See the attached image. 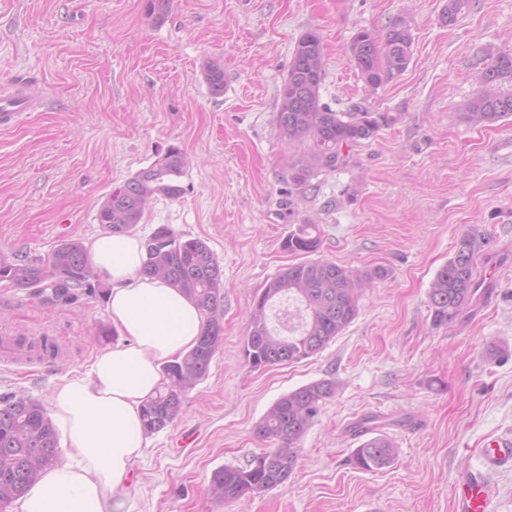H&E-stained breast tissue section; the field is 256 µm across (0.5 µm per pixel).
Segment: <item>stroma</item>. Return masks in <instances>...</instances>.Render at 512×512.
Instances as JSON below:
<instances>
[{
    "label": "stroma",
    "mask_w": 512,
    "mask_h": 512,
    "mask_svg": "<svg viewBox=\"0 0 512 512\" xmlns=\"http://www.w3.org/2000/svg\"><path fill=\"white\" fill-rule=\"evenodd\" d=\"M446 0H0V84L38 83L41 98L0 127V253L47 256L61 241L103 234L106 196L158 152L190 163L182 197H156L135 229L161 224L207 242L224 272V340L180 417L148 436L128 489L137 512H452L460 469L483 442L512 434V118L461 119L486 47L512 48V0H474L451 26ZM407 16L411 61L377 90L348 56L353 36ZM325 53L323 102L390 115L349 163L299 193L292 152L274 120L301 35ZM224 66L222 95L203 66ZM321 231L318 258L383 269L359 314L319 355L252 370L242 356L256 293L295 255L291 225ZM475 235L483 283L454 324L432 322L427 292L464 235ZM103 289L52 304L0 281V337L52 338L57 358L0 359V395L50 406L64 377L114 344ZM323 378L337 389L301 443L298 466L274 490L222 503L214 469L266 448L253 426L283 394ZM373 418L395 448L382 470L356 469L353 427Z\"/></svg>",
    "instance_id": "stroma-1"
}]
</instances>
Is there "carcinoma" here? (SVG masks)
Returning a JSON list of instances; mask_svg holds the SVG:
<instances>
[{
    "mask_svg": "<svg viewBox=\"0 0 512 512\" xmlns=\"http://www.w3.org/2000/svg\"><path fill=\"white\" fill-rule=\"evenodd\" d=\"M473 0H448L444 23L453 25L470 10ZM411 23L399 16L382 37L361 30L348 54L358 78L376 90L410 63ZM484 66L472 78L476 92L460 108L461 117L491 126L512 117V49L483 50ZM322 40L315 31L297 42L288 74L279 93L276 126L298 149L288 164L292 185L300 192L314 188L319 173L347 164L344 150L375 138L389 123L384 113L354 103L337 112L321 102L324 80ZM204 77L214 95L224 93V68L217 61L204 65ZM511 88H506V85ZM188 158L174 145L102 203L97 220L109 233H130L157 196L176 200L184 194L180 178ZM143 273L158 277L193 299L203 315V331L187 353L163 366L164 382L142 405L147 434L165 429L183 410L186 391L206 377L224 334V273L209 245L200 238L177 236L162 224L143 239ZM316 224H299L288 231L282 248L294 255H312L320 248ZM384 275L380 268L351 269L334 261L306 260L285 266L254 299L243 342L245 362L253 370L299 363L324 351L358 315L359 293L368 281ZM0 280L22 288H50L56 299L91 294L98 284L85 246L64 240L47 257L0 255ZM481 281L476 276L475 237H463L453 257L435 273L428 291V307L437 327L457 321L470 307ZM336 394L332 379H320L282 395L253 427L254 436L273 447L261 461L246 466H221L211 475L210 495L233 502L261 494L288 482L299 460L300 445L322 405ZM58 433L44 406L31 398L0 396V505L23 497L41 473L60 465ZM395 456L390 440L379 434L364 441L352 455L364 471L389 466Z\"/></svg>",
    "mask_w": 512,
    "mask_h": 512,
    "instance_id": "1",
    "label": "carcinoma"
}]
</instances>
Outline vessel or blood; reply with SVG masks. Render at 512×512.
Returning <instances> with one entry per match:
<instances>
[{"label":"vessel or blood","instance_id":"1","mask_svg":"<svg viewBox=\"0 0 512 512\" xmlns=\"http://www.w3.org/2000/svg\"><path fill=\"white\" fill-rule=\"evenodd\" d=\"M38 101L35 90L13 87L0 94V127H8L31 111ZM482 468L458 472L453 486L455 512H496L498 491L489 481V471L512 467V434L492 440L479 449Z\"/></svg>","mask_w":512,"mask_h":512}]
</instances>
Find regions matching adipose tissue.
<instances>
[{
  "label": "adipose tissue",
  "instance_id": "ef3b65f1",
  "mask_svg": "<svg viewBox=\"0 0 512 512\" xmlns=\"http://www.w3.org/2000/svg\"><path fill=\"white\" fill-rule=\"evenodd\" d=\"M143 258L131 233H108L91 245L121 339L95 357L86 377L56 388L54 415L73 453L43 473L20 512H135L127 489L146 446L140 408L161 385L163 364L195 345L203 322L191 299L143 274Z\"/></svg>",
  "mask_w": 512,
  "mask_h": 512
}]
</instances>
